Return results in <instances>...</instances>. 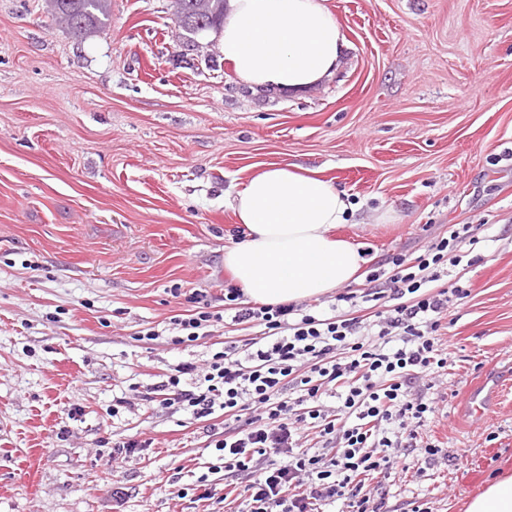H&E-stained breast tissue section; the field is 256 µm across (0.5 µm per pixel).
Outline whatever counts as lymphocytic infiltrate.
Returning <instances> with one entry per match:
<instances>
[{
  "instance_id": "lymphocytic-infiltrate-1",
  "label": "lymphocytic infiltrate",
  "mask_w": 512,
  "mask_h": 512,
  "mask_svg": "<svg viewBox=\"0 0 512 512\" xmlns=\"http://www.w3.org/2000/svg\"><path fill=\"white\" fill-rule=\"evenodd\" d=\"M485 230L461 224L423 255H389L366 288L337 294L321 311L252 304L231 287L219 312L206 292L192 294L195 309L175 318L181 333L173 344L197 342L226 318L255 326V336L225 341L204 368L178 364L133 397L198 420L224 419L211 443L225 474L246 475L254 512H319L338 502L345 512H386L382 487L366 488L367 478L401 477L409 456L429 465L440 453L417 441L439 411L420 383L448 369L439 331L451 301L469 292L442 280L461 264L462 246L479 243ZM241 419L247 427H238Z\"/></svg>"
}]
</instances>
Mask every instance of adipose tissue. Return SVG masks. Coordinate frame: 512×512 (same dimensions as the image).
<instances>
[{"label":"adipose tissue","instance_id":"1","mask_svg":"<svg viewBox=\"0 0 512 512\" xmlns=\"http://www.w3.org/2000/svg\"><path fill=\"white\" fill-rule=\"evenodd\" d=\"M220 41L225 61L250 89L295 91L331 77L347 44L322 0H231ZM351 209L346 194L318 172L259 171L232 203L245 237L225 251L224 265L261 304L317 297L358 280L364 257L333 234Z\"/></svg>","mask_w":512,"mask_h":512}]
</instances>
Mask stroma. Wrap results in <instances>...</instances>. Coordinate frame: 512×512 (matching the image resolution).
Instances as JSON below:
<instances>
[{"mask_svg":"<svg viewBox=\"0 0 512 512\" xmlns=\"http://www.w3.org/2000/svg\"><path fill=\"white\" fill-rule=\"evenodd\" d=\"M325 4L343 65L271 95L237 81L216 32L185 36L173 0H111L82 36L46 0H0V512H247L207 422L126 399L223 342L214 323L173 346L172 318L232 286L229 203L273 165L346 194L336 234L370 271L489 225L419 431L453 454L387 485L388 512H465L512 475V0ZM133 435L151 448L113 458Z\"/></svg>","mask_w":512,"mask_h":512,"instance_id":"obj_1","label":"stroma"}]
</instances>
